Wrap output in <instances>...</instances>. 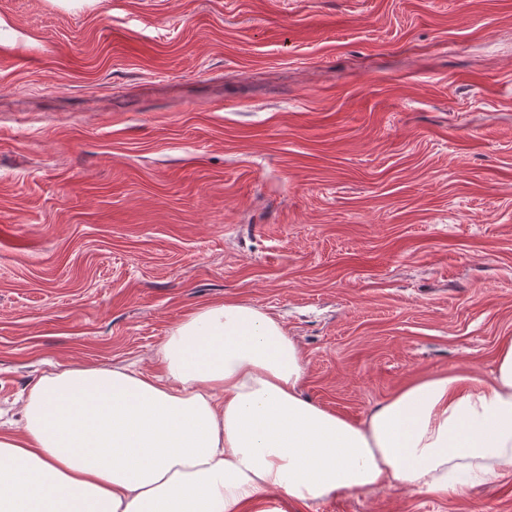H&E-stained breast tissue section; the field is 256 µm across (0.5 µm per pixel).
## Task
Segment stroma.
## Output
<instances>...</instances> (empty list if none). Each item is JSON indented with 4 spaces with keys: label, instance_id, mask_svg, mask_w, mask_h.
I'll use <instances>...</instances> for the list:
<instances>
[{
    "label": "stroma",
    "instance_id": "1",
    "mask_svg": "<svg viewBox=\"0 0 512 512\" xmlns=\"http://www.w3.org/2000/svg\"><path fill=\"white\" fill-rule=\"evenodd\" d=\"M235 301L359 422L512 339V0H0V427ZM512 512L375 488L246 512Z\"/></svg>",
    "mask_w": 512,
    "mask_h": 512
}]
</instances>
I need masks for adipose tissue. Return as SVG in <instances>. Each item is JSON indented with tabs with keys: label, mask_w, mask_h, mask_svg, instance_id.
Instances as JSON below:
<instances>
[{
	"label": "adipose tissue",
	"mask_w": 512,
	"mask_h": 512,
	"mask_svg": "<svg viewBox=\"0 0 512 512\" xmlns=\"http://www.w3.org/2000/svg\"><path fill=\"white\" fill-rule=\"evenodd\" d=\"M161 373L74 367L29 390L0 433V512H243L375 487L441 497L512 467V341L491 377L431 375L361 423L299 390L305 360L273 316L226 301L167 336Z\"/></svg>",
	"instance_id": "1"
}]
</instances>
